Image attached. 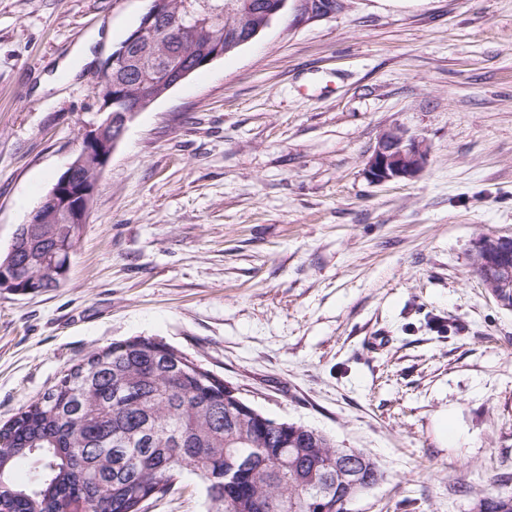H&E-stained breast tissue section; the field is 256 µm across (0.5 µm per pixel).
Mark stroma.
I'll list each match as a JSON object with an SVG mask.
<instances>
[{"label":"stroma","instance_id":"obj_1","mask_svg":"<svg viewBox=\"0 0 512 512\" xmlns=\"http://www.w3.org/2000/svg\"><path fill=\"white\" fill-rule=\"evenodd\" d=\"M297 5L128 124L64 283L0 288V424L147 337L374 458L351 512H471L512 479V310L472 272L476 239L512 233V0H343L301 25ZM146 6L0 0V256ZM390 128L430 154L375 185ZM145 512H206L203 490L185 477Z\"/></svg>","mask_w":512,"mask_h":512}]
</instances>
